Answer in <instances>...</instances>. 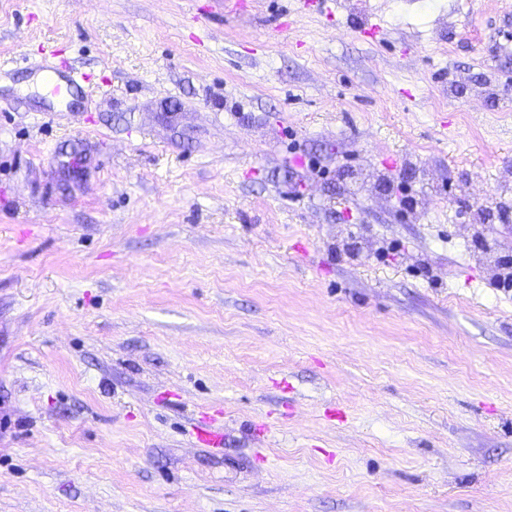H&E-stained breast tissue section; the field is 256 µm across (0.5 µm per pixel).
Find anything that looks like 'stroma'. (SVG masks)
<instances>
[{"instance_id": "1", "label": "stroma", "mask_w": 512, "mask_h": 512, "mask_svg": "<svg viewBox=\"0 0 512 512\" xmlns=\"http://www.w3.org/2000/svg\"><path fill=\"white\" fill-rule=\"evenodd\" d=\"M1 62L0 512H512V0H0ZM216 423L213 415L201 414L191 432L194 442L201 446H213L220 438Z\"/></svg>"}]
</instances>
